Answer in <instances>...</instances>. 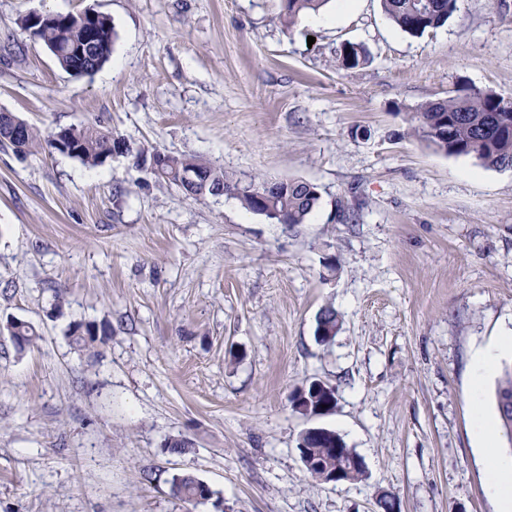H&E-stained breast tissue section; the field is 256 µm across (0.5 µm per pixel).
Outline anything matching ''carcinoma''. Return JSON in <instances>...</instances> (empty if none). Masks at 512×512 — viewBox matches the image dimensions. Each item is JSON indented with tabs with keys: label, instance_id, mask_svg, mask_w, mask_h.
I'll return each instance as SVG.
<instances>
[{
	"label": "carcinoma",
	"instance_id": "cac0c4a2",
	"mask_svg": "<svg viewBox=\"0 0 512 512\" xmlns=\"http://www.w3.org/2000/svg\"><path fill=\"white\" fill-rule=\"evenodd\" d=\"M330 0H282L280 19L287 28L298 17L307 12H316ZM458 0H381L386 17L401 31L416 36L430 29L443 26L448 17L457 10ZM37 39L47 48L58 52L56 61L66 70L72 66H87L90 72L97 65L109 61L116 38L112 20L100 15L92 23V35L84 38L83 28L65 22V14H58V23L45 24L36 33ZM368 52L358 43L346 42L336 49V60L345 70H355L367 62ZM412 131L436 150L457 156H472L490 168L512 167V100H506L490 91L463 90L446 99H437L422 104L413 113ZM20 135L14 137L4 128L0 129V144L8 145L17 152H27L41 143L40 133L20 122ZM46 144L56 148L53 136ZM127 152H135L140 158L145 151L134 150L131 143L114 136L111 131L98 126H84L73 130L72 144L58 152L75 158L88 166H98L112 155L117 145ZM157 165L150 173L159 181L178 187L189 197L200 198L214 194L215 189L224 188L227 195L238 199L244 209L262 212L264 217L277 224H305L319 201V196L309 182L288 180L273 199L262 202L267 180L255 176L249 184H241L234 174L213 167L203 158L193 154H168L155 152ZM193 168L210 175L206 187L187 185L182 174ZM341 326V317L332 307L321 310L317 317L316 335L321 339L336 336ZM7 330L19 349L31 345L39 334L35 327L24 322H10ZM73 343L86 348L96 342V331L91 327L77 325L71 331ZM495 401L503 436L512 443V365H504L495 388ZM336 388L324 382L310 381L291 396L293 408H303L307 416H322L336 408ZM299 458L308 454L323 462H334L336 456L349 463L358 454L347 446L334 430L319 427L317 433L304 430L297 441ZM173 495L183 501L208 500L213 492L210 487L190 472H182L172 479Z\"/></svg>",
	"mask_w": 512,
	"mask_h": 512
}]
</instances>
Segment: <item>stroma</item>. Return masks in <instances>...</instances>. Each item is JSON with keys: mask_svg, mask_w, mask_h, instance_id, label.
<instances>
[{"mask_svg": "<svg viewBox=\"0 0 512 512\" xmlns=\"http://www.w3.org/2000/svg\"><path fill=\"white\" fill-rule=\"evenodd\" d=\"M108 15L111 59L76 77L33 13ZM281 0H0V110L50 134L101 125L145 151L321 198L276 224L185 196L133 156L90 167L0 147V512H498L472 434V362L512 328V168L411 130L460 89L512 100V0H458L412 36L379 0L279 21ZM362 44L366 65L336 49ZM354 207L335 219L337 200ZM342 317L315 339L324 307ZM40 337L18 349L5 328ZM103 329L92 347L75 324ZM336 386L330 414L291 393ZM323 426L365 480L321 484L297 439ZM187 441L185 453L171 440ZM193 473L214 492L178 500ZM368 52L358 43H341L336 49V60L339 66L345 70H355L367 62ZM172 492L180 500L196 503L206 501L213 495L210 487L190 472L173 477Z\"/></svg>", "mask_w": 512, "mask_h": 512, "instance_id": "35a3bbf8", "label": "stroma"}]
</instances>
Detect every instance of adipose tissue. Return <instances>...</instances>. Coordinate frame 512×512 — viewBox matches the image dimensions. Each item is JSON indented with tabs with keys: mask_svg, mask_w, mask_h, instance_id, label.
Masks as SVG:
<instances>
[{
	"mask_svg": "<svg viewBox=\"0 0 512 512\" xmlns=\"http://www.w3.org/2000/svg\"><path fill=\"white\" fill-rule=\"evenodd\" d=\"M509 349H512V332L500 336L495 344L477 356L473 373V430L478 444L486 450L489 464L495 473L489 492L498 501L500 512H512V459L500 456L494 449V423L485 412L481 395L486 382L496 369L501 353Z\"/></svg>",
	"mask_w": 512,
	"mask_h": 512,
	"instance_id": "adipose-tissue-1",
	"label": "adipose tissue"
}]
</instances>
